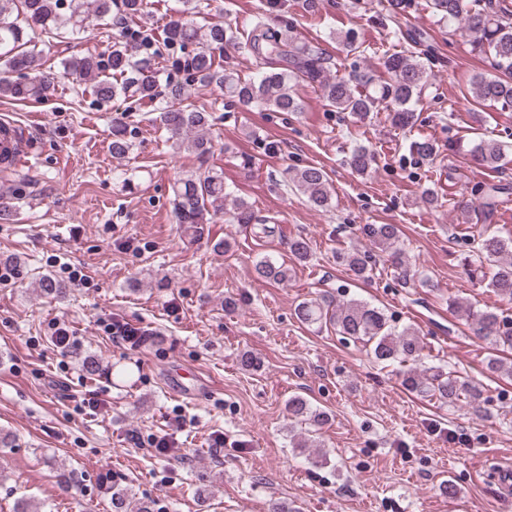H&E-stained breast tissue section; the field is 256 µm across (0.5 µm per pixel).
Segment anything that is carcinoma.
<instances>
[{"label": "carcinoma", "mask_w": 512, "mask_h": 512, "mask_svg": "<svg viewBox=\"0 0 512 512\" xmlns=\"http://www.w3.org/2000/svg\"><path fill=\"white\" fill-rule=\"evenodd\" d=\"M121 17L112 20L113 0H0V98L22 102H42L53 95L58 79L70 78L89 84L88 92L98 104L115 99L125 103L124 111L140 112L153 107L151 121L164 128L177 141V146L205 163L212 153L206 137L212 114L184 105L192 87L215 85L224 95L245 108L261 107L271 112H300L301 86H316L322 91L327 106L337 112H349L362 121L383 104L391 122L410 129L417 121V106L427 84L426 68L419 56L406 47L383 53L380 65L389 80L375 84L368 73L349 78L333 77L325 66L319 50L299 42L286 31L275 28L263 15L247 34L246 45L253 55L258 71L243 78L228 72L220 63L224 45L236 39L234 32L222 24L198 26L191 16L199 13L200 0H183L182 16L167 24L164 42L171 53V68L184 71L182 80L167 78L160 85L152 53V42L139 30L135 19L144 11L145 0H122ZM380 6L391 22L407 13L408 0H380ZM432 12L448 23L452 32L470 37L472 52L492 60L497 75L478 74L473 78L475 97L489 102L502 112H512V4L507 0H430ZM98 22L109 27L120 25L118 42L104 54L71 56L61 61L62 71L45 68L35 51L24 50L36 36L77 40L87 23ZM132 142L120 118L112 123V156L128 154ZM410 150L421 160L436 154L428 139L414 140ZM470 154L481 166L499 167L503 145L494 138L480 139ZM374 155L363 145L350 151L349 165L358 174L366 173ZM288 184L307 197L318 209L332 206V193L326 171L316 165L288 170ZM28 188L22 178L15 179L13 196L0 197V214L9 215L13 201L22 198ZM509 188L492 185L485 191L484 207L495 209L497 202L509 201ZM229 197L224 187V172L208 169L192 174L174 186V214L178 224H210L225 212L231 224H255V211L248 202L234 200L233 208L225 210ZM362 234L377 249L386 253L399 269L402 279L410 277L400 246L401 229L397 224H366ZM291 255L300 262L310 258L307 240L297 236L289 240ZM336 261L346 265L361 279L372 271L366 254L357 249L336 252ZM467 273L485 284L488 292L501 302H512V238L488 235L481 239L477 253L465 258ZM257 276L266 281L285 284L291 268L284 262L265 257L255 264ZM41 293L63 297L67 288L60 281L45 275L38 283ZM448 305L462 310L476 335L492 348L512 349V318L495 306L476 308L463 306L454 298ZM299 322L318 327L330 326L342 339L359 344L378 363H398L402 386L423 398L436 400L452 408L468 406L475 411L486 402L479 384L462 377L445 365H428L422 361L423 342L415 328H397L384 310L362 300L348 299L331 303L327 299L303 300L295 307ZM291 419L318 431L328 421L325 412L312 406L302 395H293L287 402ZM112 512H154L153 502L135 496L121 481L109 478Z\"/></svg>", "instance_id": "1"}]
</instances>
